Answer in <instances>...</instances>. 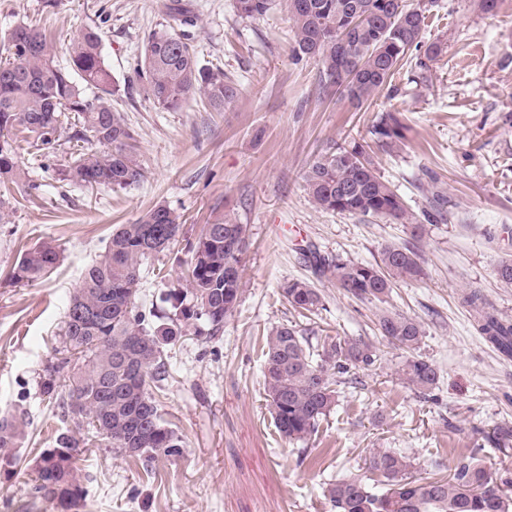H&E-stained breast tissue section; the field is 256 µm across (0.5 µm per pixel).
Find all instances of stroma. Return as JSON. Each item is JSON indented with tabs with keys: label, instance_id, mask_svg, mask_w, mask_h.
Segmentation results:
<instances>
[{
	"label": "stroma",
	"instance_id": "obj_1",
	"mask_svg": "<svg viewBox=\"0 0 512 512\" xmlns=\"http://www.w3.org/2000/svg\"><path fill=\"white\" fill-rule=\"evenodd\" d=\"M166 2L61 0L46 25L63 65L81 28L99 30L117 83L112 107L133 132L145 176L121 189L71 185L59 175L81 148L69 132L49 150L24 133L14 137L26 179L5 193L10 217L0 223V415L23 409L31 425L14 451L18 465L0 468V512H23L34 458L67 427L40 382L63 355L65 312L84 269L115 225L161 204L183 227L176 245L143 265L144 308H166L188 242L227 214L250 229L243 292L221 336L187 335L168 351L171 376L158 399L183 441L181 457L147 468L81 429L83 512H333L328 483L365 475L374 450L406 455L420 477L447 473L473 452L492 472L512 471V437L487 440L512 426V358L476 333L461 302L476 290L512 317V286L497 277L500 262L512 258V0L490 15L472 0H438L425 37L444 51L405 65L362 109L326 86L315 62L295 60L280 0L256 19L240 18L234 0H183L201 18L192 30L201 65L223 68L237 89L220 112L196 97L175 111L157 109L135 80L146 39L167 23ZM383 110L399 112L407 130L394 150H373L381 175L414 213L426 207L428 190L439 191L452 218L425 227L424 276L398 282L380 303L350 298L315 275L301 250L372 263L385 244L410 239L405 224L318 209L304 188L316 157L335 143L369 139ZM41 241L57 246L59 267L36 284L12 281L22 252ZM291 279L319 288L323 310L307 319L290 309L280 287ZM382 308L424 322L419 352L440 375L434 398L406 383L402 351L385 345L380 363L340 385L318 432L305 444L289 442L264 391V331L287 322L320 338L374 342Z\"/></svg>",
	"mask_w": 512,
	"mask_h": 512
}]
</instances>
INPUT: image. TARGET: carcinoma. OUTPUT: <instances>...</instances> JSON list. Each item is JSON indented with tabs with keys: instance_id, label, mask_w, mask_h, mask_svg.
<instances>
[{
	"instance_id": "1",
	"label": "carcinoma",
	"mask_w": 512,
	"mask_h": 512,
	"mask_svg": "<svg viewBox=\"0 0 512 512\" xmlns=\"http://www.w3.org/2000/svg\"><path fill=\"white\" fill-rule=\"evenodd\" d=\"M270 0H235L239 17L264 15ZM437 0H284L292 23L296 60L314 61L336 92L361 105L391 84L412 52L432 59L443 44L425 41L427 12ZM168 16L176 27H195L199 18L179 0ZM0 57V180L25 177L9 141L21 127L36 144L52 147L64 129L62 118L72 114L80 128L72 138L94 139L103 153L78 154L61 171L79 186L125 188L142 180L144 171L132 145L133 135L112 109L117 85L102 54L97 28L85 27L71 42L70 68L54 60V49L42 19L16 25L3 37ZM76 72L97 95L88 98L74 82ZM147 98L167 111L179 109L198 96L217 112L236 96V87L219 68L200 65L189 35L175 27L152 33L135 65ZM404 125L396 111L375 115L372 142L340 144L309 166L305 186L320 209L360 217H384L411 227L422 237L424 224L447 219L436 194L420 215L410 212L402 196L386 181L370 158L371 145L385 150L403 139ZM182 219L157 205L130 224L112 231L104 253L82 274L65 316L63 343L70 356L48 368L40 388L65 420L87 422L112 453L149 466L159 459L182 455V440L162 419L155 390L170 376L166 351L193 332L206 339L220 335L241 297V257L249 245L247 225L220 218L204 225L187 243L190 261L185 283L171 289L166 312L149 313L139 305L142 265L178 242ZM320 275L358 300L384 301L399 281L424 275L419 249L390 243L374 263L314 256ZM60 253L49 242L25 250L11 278L36 283L58 267ZM288 306L301 315L324 307L320 291L301 280L281 288ZM474 312L480 335L505 356H512V322L499 316L480 292L463 295ZM387 345L406 353L401 375L417 392L428 396L439 379L437 368L418 354L425 325L410 316L383 311L375 321ZM82 364L69 367L71 358ZM263 385L278 432L304 442L318 432L336 406L337 386L354 369L381 360L380 349L362 338L325 337L312 344L293 324L272 327L263 336ZM70 368L66 389L59 374ZM22 413L0 418V457L25 435ZM79 448L71 430L60 433L51 448L35 460L27 492L30 508L48 502L57 512H76L86 490L76 468ZM367 471L383 486L380 492L359 475L328 484L334 512H512V473L493 474L471 454L458 458L446 476L417 479L409 458L378 450L365 458Z\"/></svg>"
}]
</instances>
